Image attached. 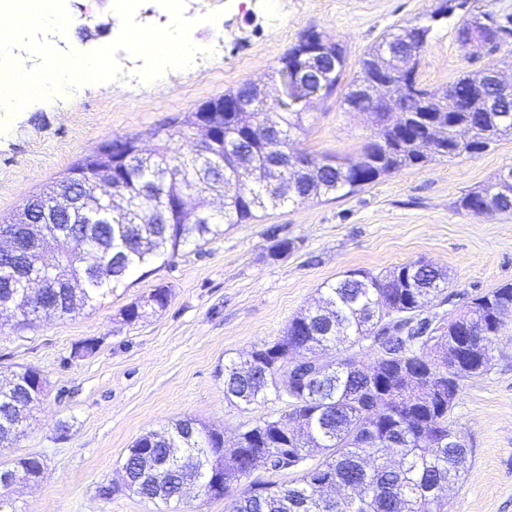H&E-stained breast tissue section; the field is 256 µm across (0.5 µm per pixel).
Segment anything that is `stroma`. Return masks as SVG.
<instances>
[{
  "instance_id": "obj_1",
  "label": "stroma",
  "mask_w": 512,
  "mask_h": 512,
  "mask_svg": "<svg viewBox=\"0 0 512 512\" xmlns=\"http://www.w3.org/2000/svg\"><path fill=\"white\" fill-rule=\"evenodd\" d=\"M74 0L60 38L88 53L119 34L109 0L86 10ZM443 0H224V46L197 66L167 68L160 79L85 84L0 112V215L19 212L104 140L141 134L184 118L243 81L270 82L278 59L308 30L345 47L341 83L314 100L298 147L313 155L357 156L373 131L364 112L341 100L363 52L394 26L438 12ZM460 14L434 25L418 79L438 88L466 72L499 68L512 81V38L499 51L462 49ZM512 169V138L484 153L434 158L346 195L311 198L245 224L206 245L183 248L133 274L101 306L47 318L25 329L0 327V373L33 366L46 377L26 434L0 462L28 455L45 464L38 485L18 484V512H230L225 499L187 500L161 509L122 490L121 464L140 435L191 416L232 438L280 417L284 400L250 406L224 395V365L275 342L319 290L351 270L386 273L418 259L447 270L455 292L476 295L512 282V211L477 216L460 205L501 170ZM288 241V253L278 251ZM167 308L129 323L124 310L158 287ZM94 340L92 354L76 346ZM450 418L464 432L472 466L448 493V512H512V315L490 370L461 380ZM112 485L111 495L100 493Z\"/></svg>"
}]
</instances>
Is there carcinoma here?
<instances>
[{
    "mask_svg": "<svg viewBox=\"0 0 512 512\" xmlns=\"http://www.w3.org/2000/svg\"><path fill=\"white\" fill-rule=\"evenodd\" d=\"M490 30L488 47L498 48L512 36V20L472 15L457 32L478 34ZM432 27L416 19L398 25L367 49L348 84L343 102L349 112L369 109L380 69L392 75L396 95L387 112L373 116L374 132L357 157L312 155V169L294 175L282 169L288 195L265 190L262 170L274 146L262 142L256 129L272 122L281 130L279 148L299 152L298 133L303 115L313 100L334 93L340 83L345 54L339 39L326 32L309 31L278 60L271 77L289 62L305 67L300 53L309 40L319 38L335 56L327 74L308 72L303 93L293 102L259 99L253 109L224 121V136L214 155L199 160L177 142L189 138L195 115L180 124L150 130L153 164L128 156V177L118 181L127 203L109 211L74 207L62 224H41L55 241L46 253L0 256V300L11 298L21 319L14 327L33 325L40 316L28 307L29 299L14 271H28L45 285L43 299L52 315L65 318L78 307L102 304L139 268L188 245L216 240L224 225L243 224L268 211L299 204L311 197L351 193L403 170L422 166L435 157L477 155L506 136H512V90L474 99L473 111L456 112L457 100L467 98L473 86L486 88L495 70L468 73L441 88H427L417 80L421 55L428 47ZM466 125L468 141L457 139ZM84 180L96 182L100 169L87 156L69 168ZM79 194V185L64 176L34 196L40 208L61 207L65 191ZM224 196V208L213 210L209 197ZM497 196L490 180L462 198L460 206L475 212V202ZM449 284L448 272L431 262L417 260L382 274L352 270L324 286L321 304L289 321L284 334L272 344L251 351L253 366L247 377L243 360L224 365V395L246 406L274 392L286 398L288 411L264 420L232 440L190 416L169 421L158 431L137 438L122 463L124 488L132 494L168 504L183 499L184 485L196 487L197 496L212 498L211 470L224 471V497L231 512H447L439 492L447 487L448 469L454 476L468 471V447H448V437L464 439L462 430L448 422L452 404L448 394L459 381L476 376L474 369L457 366L448 357V328L467 322L472 347L493 350L486 337L496 335L493 309L512 310V284H504L468 299L449 316L428 314ZM336 346V360L319 362V351ZM366 347L377 363L378 375L363 377L361 352ZM301 349L309 363L290 370L288 394L279 377L291 353ZM46 380L29 366L0 378V449L10 448L29 423L17 428L20 415L30 418L42 401ZM322 459L294 482L278 484L249 479L253 468L294 473L314 452ZM37 457L0 464L11 482L0 484V512H16L9 489L39 472ZM325 475L336 485V499L322 500L316 481Z\"/></svg>",
    "mask_w": 512,
    "mask_h": 512,
    "instance_id": "carcinoma-1",
    "label": "carcinoma"
}]
</instances>
